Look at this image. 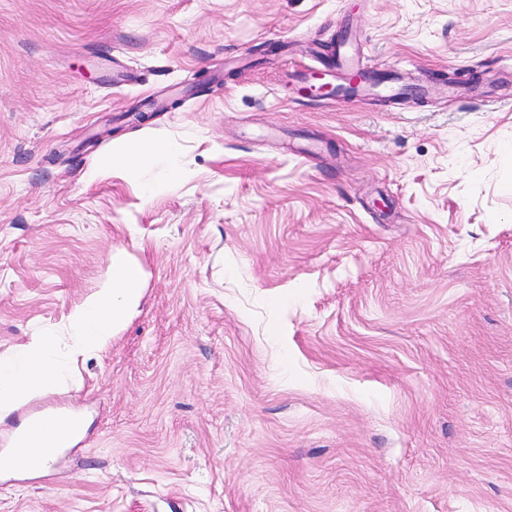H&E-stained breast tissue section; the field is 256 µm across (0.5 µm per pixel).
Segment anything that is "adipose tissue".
<instances>
[{"instance_id":"ef3b65f1","label":"adipose tissue","mask_w":512,"mask_h":512,"mask_svg":"<svg viewBox=\"0 0 512 512\" xmlns=\"http://www.w3.org/2000/svg\"><path fill=\"white\" fill-rule=\"evenodd\" d=\"M144 282L140 265L130 261L125 250H115L109 271L97 291L71 315L64 331L71 344L69 358L88 356L106 347L138 306ZM57 336L32 334L11 360L0 361V420L19 403L52 388L61 373L49 358Z\"/></svg>"}]
</instances>
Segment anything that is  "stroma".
<instances>
[{
	"mask_svg": "<svg viewBox=\"0 0 512 512\" xmlns=\"http://www.w3.org/2000/svg\"><path fill=\"white\" fill-rule=\"evenodd\" d=\"M335 50L404 100L303 102ZM118 248L0 512H512V0H0V357ZM165 155L166 150L162 144L149 142L131 152L108 155L100 160V166L112 168V165L120 164L126 167H146ZM32 429H36L40 436L56 441L62 435V429L56 424L55 418L26 422L16 430L13 438L20 432V437L26 436Z\"/></svg>",
	"mask_w": 512,
	"mask_h": 512,
	"instance_id": "35a3bbf8",
	"label": "stroma"
}]
</instances>
